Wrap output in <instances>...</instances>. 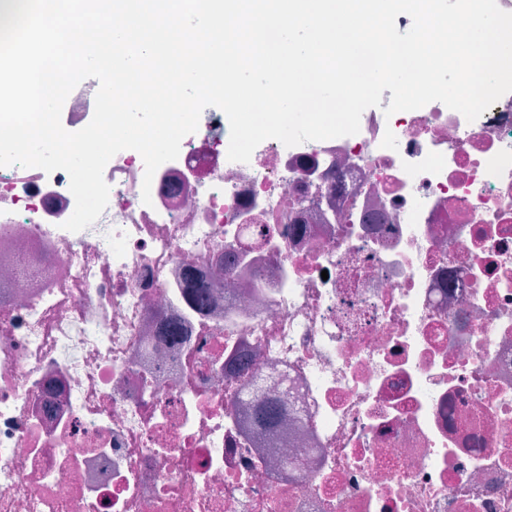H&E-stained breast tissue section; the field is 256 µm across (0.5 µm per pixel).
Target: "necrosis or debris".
I'll return each mask as SVG.
<instances>
[{
  "label": "necrosis or debris",
  "mask_w": 512,
  "mask_h": 512,
  "mask_svg": "<svg viewBox=\"0 0 512 512\" xmlns=\"http://www.w3.org/2000/svg\"><path fill=\"white\" fill-rule=\"evenodd\" d=\"M391 96L246 163L216 113L148 205L120 151L78 232L0 167V512H512V92Z\"/></svg>",
  "instance_id": "obj_1"
}]
</instances>
